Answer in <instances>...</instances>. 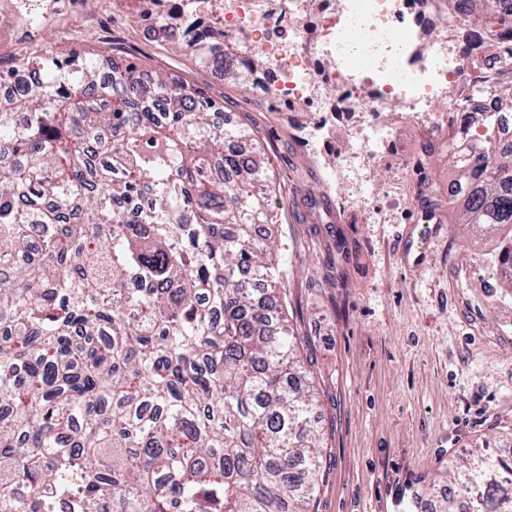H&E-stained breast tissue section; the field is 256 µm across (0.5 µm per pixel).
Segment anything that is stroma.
I'll return each instance as SVG.
<instances>
[{"instance_id": "35a3bbf8", "label": "stroma", "mask_w": 512, "mask_h": 512, "mask_svg": "<svg viewBox=\"0 0 512 512\" xmlns=\"http://www.w3.org/2000/svg\"><path fill=\"white\" fill-rule=\"evenodd\" d=\"M50 1L59 13L70 8L71 0H0V71L48 47L106 50L100 34L108 31L122 37L123 60L204 88L256 131L282 196L274 231L288 245V313L312 361L326 433L313 512H414L417 499L436 512L452 489L449 469L468 449L489 442L512 454V288L498 237L473 241L455 221L447 136L402 125L401 155L362 160L381 206L341 204L331 161L309 155L270 99L187 51L138 46L140 4L106 8L83 29L49 18ZM20 24L40 41L18 48ZM424 209L441 230L423 243ZM464 254L473 266L463 286Z\"/></svg>"}]
</instances>
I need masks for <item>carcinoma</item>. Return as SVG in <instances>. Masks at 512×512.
Listing matches in <instances>:
<instances>
[{"instance_id":"carcinoma-1","label":"carcinoma","mask_w":512,"mask_h":512,"mask_svg":"<svg viewBox=\"0 0 512 512\" xmlns=\"http://www.w3.org/2000/svg\"><path fill=\"white\" fill-rule=\"evenodd\" d=\"M512 28V0H466ZM215 71L236 50L182 34ZM0 512H309L317 388L278 294L265 154L224 105L103 52L14 61L0 85ZM455 223L509 227L512 149L461 139ZM468 512H512V457L475 448Z\"/></svg>"}]
</instances>
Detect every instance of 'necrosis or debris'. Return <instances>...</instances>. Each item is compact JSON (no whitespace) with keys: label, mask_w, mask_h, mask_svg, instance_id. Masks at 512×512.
Instances as JSON below:
<instances>
[{"label":"necrosis or debris","mask_w":512,"mask_h":512,"mask_svg":"<svg viewBox=\"0 0 512 512\" xmlns=\"http://www.w3.org/2000/svg\"><path fill=\"white\" fill-rule=\"evenodd\" d=\"M206 0L193 10V28L234 31V73L262 40L265 63L254 88L275 95L286 111L303 113L301 139L317 157L331 158L338 178L360 157L396 152L400 120L429 131L447 129L439 99L455 88L452 111L470 140L512 144V110L496 82L512 70V50L486 54L495 36L463 17L462 0Z\"/></svg>","instance_id":"necrosis-or-debris-1"}]
</instances>
